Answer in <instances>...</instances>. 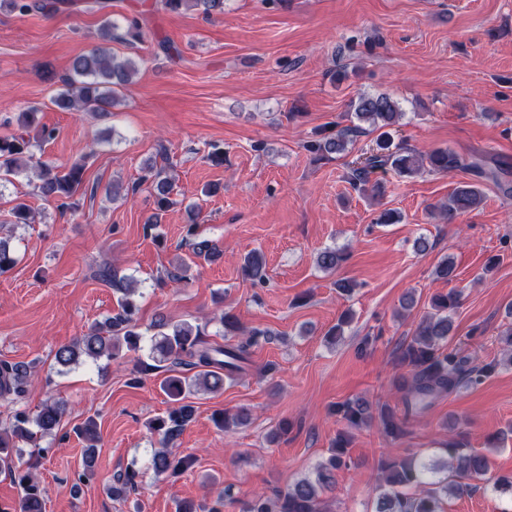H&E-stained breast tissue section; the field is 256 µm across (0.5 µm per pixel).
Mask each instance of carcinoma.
<instances>
[{
	"instance_id": "1",
	"label": "carcinoma",
	"mask_w": 512,
	"mask_h": 512,
	"mask_svg": "<svg viewBox=\"0 0 512 512\" xmlns=\"http://www.w3.org/2000/svg\"><path fill=\"white\" fill-rule=\"evenodd\" d=\"M8 5L21 15L32 12L47 13L55 8L51 0H0V6ZM161 9L178 13L182 10L199 9L210 17L224 13V0H159ZM118 26L107 19L100 28V45L87 54L76 56L70 65L69 74L62 79L64 89L52 102L63 111L106 112L114 104V89L132 81L137 72L135 60L119 57L110 44L121 41L116 34ZM357 123L342 128L322 142L309 145V149L322 154H343L353 143L354 137L363 132L367 123L383 130L376 150L364 158L362 165L351 168L349 183L354 189L373 196L384 194L380 182H370L369 174L387 168L400 177H410L422 171L447 174L468 169L475 176L495 177V171L487 170L477 161L468 163L458 153L448 148H435L426 153L398 146L391 148L386 129L399 124L403 116L396 100L386 94L361 95L353 103ZM39 109L31 107L21 113L19 133L0 135V182L30 171L35 172L39 184L38 192L47 200L65 211L72 206L75 196L85 191V165L75 162L59 168L52 163L35 158L34 149L56 137V130L39 125ZM37 129V137H29L30 129ZM151 181L157 209L164 211L172 205L173 180L164 175L163 169H151L146 176ZM483 200L482 191L473 183H464L448 196V202L440 209V215L448 223L472 212ZM198 215L191 214L186 225L185 240L191 242L197 254L210 250L209 241L199 239ZM34 215L30 206L22 199L13 200L8 212L9 224H30ZM347 259L344 250L326 248L317 257V264L324 270H334ZM16 253L11 238L0 235V273L15 266ZM243 276L261 282L265 275V261L258 251L244 256L241 265ZM119 291L123 298L116 314L92 325L85 334L60 346L55 352V362L60 366L77 364L89 360L93 363L119 357L122 348L137 351L142 333L134 319L137 305L130 295L136 289L122 285ZM459 303V293L450 291L436 294L430 302L431 312L421 317L415 336L406 343L400 353L401 363L411 367V375L405 381L414 406L426 408L436 397L461 386H476L492 369L484 365L477 370L464 369L456 355L445 352L442 346L448 341L452 330L451 314ZM158 340L154 350L158 356L152 363L140 362L143 370L164 369L167 376L161 382V390L172 402L167 414L149 422V429L159 435L161 448L155 450L152 466L160 474L177 476L188 469L191 459H176L168 453L167 442L174 439L192 420L194 407L187 402L189 396L200 391L216 393L224 389V378H231L245 370L249 362V347L267 335L253 329L245 342L235 347L212 345L204 339L198 325L188 322L170 323L161 317L155 324ZM34 370L20 364L0 362V399L8 401L21 396L33 376ZM65 412L60 401H48L32 417L21 408L13 410L7 426L0 429V472L17 479L22 488L18 503L0 505V512H45L44 489L31 470L20 471L15 466L14 456L21 454L18 443L31 447V453L43 456L49 449L39 445V438L55 431ZM334 413L350 428H357L369 418L368 406L359 400L346 401L334 407ZM249 419V413L241 409L234 414L218 413L214 422L219 428L228 429ZM381 425L386 436L392 439L403 437L407 432V418H400L392 411L381 413ZM79 434L87 442L83 448V469L77 476V485L91 484L95 476L97 456V424L87 419L79 428ZM451 461L443 466L419 459L400 463L382 464L384 480L377 487L376 512H440L442 498L455 496L465 490L474 489L472 480L492 483L496 492L511 491L512 481L506 478L492 480L489 457L467 448L450 449ZM347 435L341 433L330 455L319 463L313 476L304 477L272 498L262 496L243 503L241 512H324L322 495L334 488L336 471L349 466ZM137 473L127 470L114 476V493H124L136 486Z\"/></svg>"
}]
</instances>
